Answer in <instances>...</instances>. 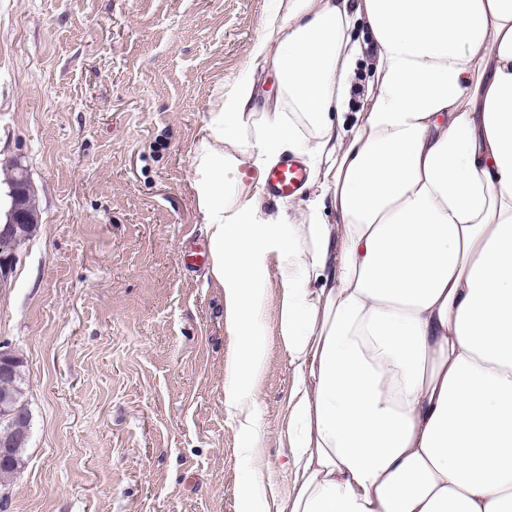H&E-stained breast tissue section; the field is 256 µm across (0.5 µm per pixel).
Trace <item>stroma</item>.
I'll use <instances>...</instances> for the list:
<instances>
[{"label":"stroma","instance_id":"35a3bbf8","mask_svg":"<svg viewBox=\"0 0 512 512\" xmlns=\"http://www.w3.org/2000/svg\"><path fill=\"white\" fill-rule=\"evenodd\" d=\"M273 0H0V180L38 225L0 286V344L32 414L6 512H237L247 466L224 409L235 346L208 267L194 148L250 71ZM269 266L259 382L266 494L293 475L292 372Z\"/></svg>","mask_w":512,"mask_h":512}]
</instances>
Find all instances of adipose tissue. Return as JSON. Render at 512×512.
Returning <instances> with one entry per match:
<instances>
[{"label": "adipose tissue", "mask_w": 512, "mask_h": 512, "mask_svg": "<svg viewBox=\"0 0 512 512\" xmlns=\"http://www.w3.org/2000/svg\"><path fill=\"white\" fill-rule=\"evenodd\" d=\"M251 55L281 94L259 103L249 77L221 94L192 184L236 341L238 512H512V0H275ZM287 153L309 156L314 202L252 223L242 169ZM272 263L293 372V486L273 508L257 330Z\"/></svg>", "instance_id": "1"}]
</instances>
